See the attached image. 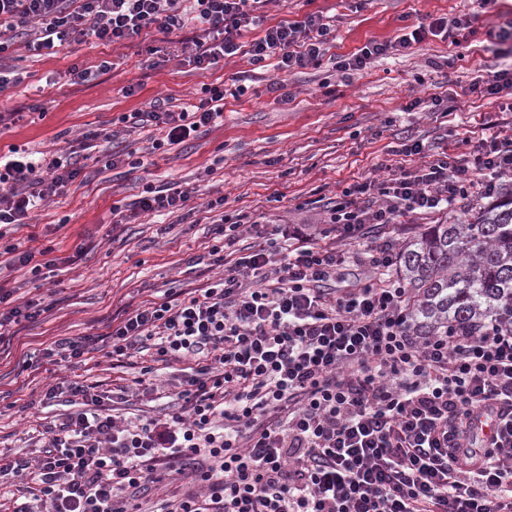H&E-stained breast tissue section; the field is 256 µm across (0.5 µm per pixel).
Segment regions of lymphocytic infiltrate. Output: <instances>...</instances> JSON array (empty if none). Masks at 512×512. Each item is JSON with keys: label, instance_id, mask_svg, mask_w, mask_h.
Segmentation results:
<instances>
[{"label": "lymphocytic infiltrate", "instance_id": "lymphocytic-infiltrate-1", "mask_svg": "<svg viewBox=\"0 0 512 512\" xmlns=\"http://www.w3.org/2000/svg\"><path fill=\"white\" fill-rule=\"evenodd\" d=\"M266 0H0V54L11 37L28 49L56 42L130 40L151 29L200 26L191 58L206 71L238 53L242 27L260 30L249 61L277 70L319 63L336 39L322 15L268 24ZM476 14L436 17L395 39L336 61L342 72L410 50L428 36L454 38ZM199 103L129 116L157 128L153 149L184 142L223 115V88ZM77 175L62 157L11 148L0 162V225L21 227L33 208L62 195ZM512 183V135L476 154L442 155L380 183L385 205L355 186L334 201L320 235L294 234L239 257L235 274L181 299L136 309L111 336L116 355L156 350L191 361L176 412L145 422L106 412L101 396L72 383L74 412L36 461L0 464L22 473L27 502L13 512H131L136 495L169 479L176 499L150 512H512V324L419 334L412 292L392 272L390 242L367 251L376 274L331 289L345 264L342 241L366 225L440 212ZM335 237L327 245L326 237ZM493 435L474 441L482 412Z\"/></svg>", "mask_w": 512, "mask_h": 512}]
</instances>
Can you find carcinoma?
<instances>
[{
	"label": "carcinoma",
	"mask_w": 512,
	"mask_h": 512,
	"mask_svg": "<svg viewBox=\"0 0 512 512\" xmlns=\"http://www.w3.org/2000/svg\"><path fill=\"white\" fill-rule=\"evenodd\" d=\"M412 288L409 319L421 334L448 325L473 330L492 319L512 322V186L466 209L449 224H431L398 255Z\"/></svg>",
	"instance_id": "cac0c4a2"
}]
</instances>
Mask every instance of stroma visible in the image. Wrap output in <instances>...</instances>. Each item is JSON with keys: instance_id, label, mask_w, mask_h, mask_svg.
<instances>
[{"instance_id": "1", "label": "stroma", "mask_w": 512, "mask_h": 512, "mask_svg": "<svg viewBox=\"0 0 512 512\" xmlns=\"http://www.w3.org/2000/svg\"><path fill=\"white\" fill-rule=\"evenodd\" d=\"M472 0H269L268 23L320 12L336 28L329 57L281 73L224 58L212 70L189 64L193 24L111 45L68 41L54 54L15 43L0 66L15 83L0 90V113H24L0 126V155L11 147L33 155L78 150L79 172L63 196L30 214V227L5 244L30 243L38 272L0 273V289L15 305L34 304L36 318L11 324L0 344V459L35 457L48 429L70 410L67 396L44 401L59 382H80L116 401V414L147 420L171 410L182 363L116 356L107 331L146 301L163 302L230 274L208 255L223 217L243 216L240 245L265 242L322 222L331 201L364 181L382 182L400 166L416 170L438 153L476 151L482 138L512 134V93L486 95L473 85L512 65L494 52L490 28L512 19V0H497L476 32L459 43L427 37L407 55L381 59L346 76L333 59L370 41L402 34L426 17L472 13ZM93 70L71 82V66ZM208 85L226 89L224 118L183 144L158 151L147 127L105 140L121 116L149 110L155 99L194 104ZM422 144L405 156L403 145ZM189 191L184 209L140 213L143 188ZM451 211L367 225L348 247L366 252L388 240L394 249L425 225L449 223ZM97 337L90 359L50 355L54 340Z\"/></svg>"}]
</instances>
